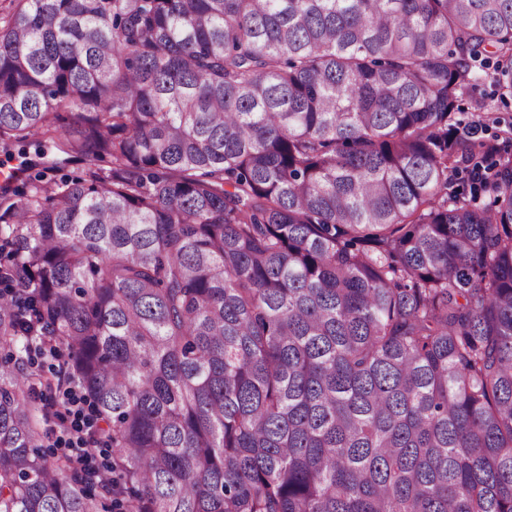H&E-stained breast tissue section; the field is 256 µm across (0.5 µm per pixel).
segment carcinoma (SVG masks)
Segmentation results:
<instances>
[{
  "label": "carcinoma",
  "instance_id": "obj_1",
  "mask_svg": "<svg viewBox=\"0 0 512 512\" xmlns=\"http://www.w3.org/2000/svg\"><path fill=\"white\" fill-rule=\"evenodd\" d=\"M13 2L0 512H100L75 386L118 512H512V0ZM476 100L485 101L488 104L498 107V116L501 118L502 125L504 123H512V101L507 106L501 105L494 95V87L490 80L482 82L471 96H465L461 101L463 112L458 116L463 121L474 128L473 139L477 141L493 140L494 135L499 131L497 125H486L480 121V113L476 107ZM64 396L69 405L67 413L73 417L69 425H65V421L61 425L59 443L64 447L65 457L72 463L73 470L80 474H92L102 485L112 486V471H102L94 465L97 449L104 448L95 437L94 425L87 420L83 409L78 407L80 399L73 391L71 395Z\"/></svg>",
  "mask_w": 512,
  "mask_h": 512
}]
</instances>
